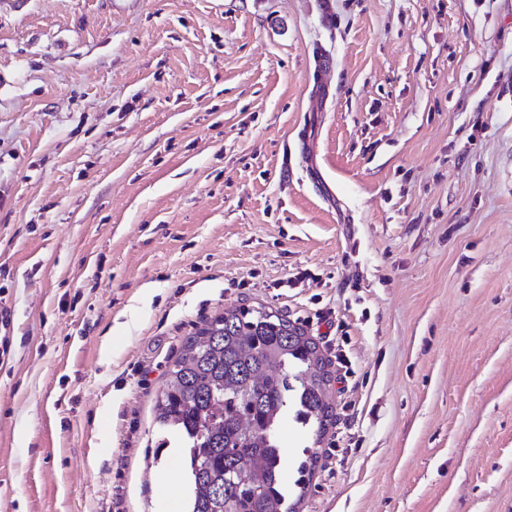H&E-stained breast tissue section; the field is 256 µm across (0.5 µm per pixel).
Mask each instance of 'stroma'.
I'll use <instances>...</instances> for the list:
<instances>
[{
    "mask_svg": "<svg viewBox=\"0 0 512 512\" xmlns=\"http://www.w3.org/2000/svg\"><path fill=\"white\" fill-rule=\"evenodd\" d=\"M232 306L330 361L298 512H512V0H0V512H180Z\"/></svg>",
    "mask_w": 512,
    "mask_h": 512,
    "instance_id": "35a3bbf8",
    "label": "stroma"
}]
</instances>
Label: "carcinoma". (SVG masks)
Instances as JSON below:
<instances>
[{
    "label": "carcinoma",
    "instance_id": "cac0c4a2",
    "mask_svg": "<svg viewBox=\"0 0 512 512\" xmlns=\"http://www.w3.org/2000/svg\"><path fill=\"white\" fill-rule=\"evenodd\" d=\"M332 373L318 342L262 308L233 307L183 344L155 405L190 483L188 512H296L282 481L278 425L288 413L321 437L333 423ZM314 461H301L305 490Z\"/></svg>",
    "mask_w": 512,
    "mask_h": 512
}]
</instances>
